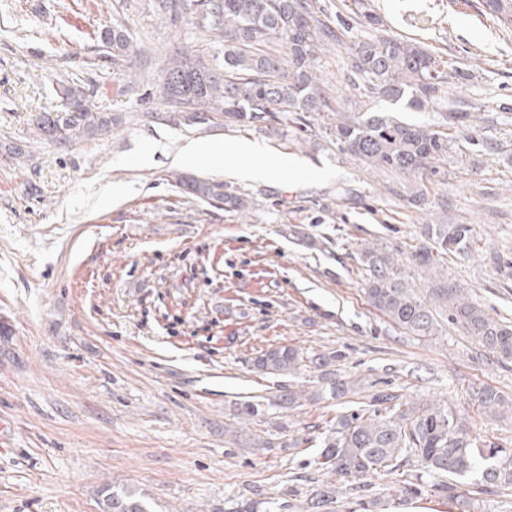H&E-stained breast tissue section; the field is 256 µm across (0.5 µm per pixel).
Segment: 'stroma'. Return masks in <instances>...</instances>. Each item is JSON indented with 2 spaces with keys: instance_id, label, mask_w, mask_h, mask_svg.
Wrapping results in <instances>:
<instances>
[{
  "instance_id": "stroma-1",
  "label": "stroma",
  "mask_w": 512,
  "mask_h": 512,
  "mask_svg": "<svg viewBox=\"0 0 512 512\" xmlns=\"http://www.w3.org/2000/svg\"><path fill=\"white\" fill-rule=\"evenodd\" d=\"M385 34L447 60L445 113L392 108L347 76L346 49L318 73L339 103L307 131L169 121L163 69L181 54L212 62L221 44L196 19L169 20L155 0H0V512H105L110 493H136L150 512H303L324 477L315 458L327 422L377 391L440 401L476 442L512 448V418L472 398L512 400V365L484 356L433 294L436 277L512 322V25L483 0H368ZM139 55L127 69L100 46L112 25ZM82 89L109 131L62 143L39 130ZM396 111L448 134V159L424 181L343 154L337 116ZM248 141L283 160L281 179L227 177L221 160L177 163L187 142ZM224 181L255 205L241 217L183 194L177 174ZM427 224H468V254L438 275L413 262ZM316 238L318 247L306 244ZM398 259L428 300L438 332L394 327L364 292L361 249ZM290 345L292 375L253 367ZM363 389L238 421L233 408L280 387L320 386L313 355ZM450 512L423 492L406 499L391 476L341 483L337 512ZM474 396L478 406L489 413L508 414L511 411L512 403L510 402L511 406H509L506 400L492 388L478 389Z\"/></svg>"
}]
</instances>
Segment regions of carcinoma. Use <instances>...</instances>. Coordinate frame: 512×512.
Masks as SVG:
<instances>
[{"mask_svg": "<svg viewBox=\"0 0 512 512\" xmlns=\"http://www.w3.org/2000/svg\"><path fill=\"white\" fill-rule=\"evenodd\" d=\"M157 7L170 20L190 15L217 32L222 55L208 65L185 56L169 59L164 90L172 121L207 123L213 116L239 126H253L280 134L289 121L307 127L308 115L337 111L336 100L324 88L316 63L325 48L342 44L343 32L323 19L314 0H158ZM112 63L131 66L138 55L125 28L112 26L102 37ZM346 66L363 82L373 98H383L422 112L442 106L448 99L451 74L448 62L416 42L400 37L372 35L350 41ZM63 95L69 112L45 114L40 129L67 142L73 135H93L109 129L112 115L97 112L71 87ZM336 144L344 154L363 160L374 169H387L408 177L435 175L448 157V136L431 126L412 125L390 112L370 111L336 118ZM184 193L224 210L243 215L254 206L253 197L224 189V183L179 175ZM473 229L468 224H428L431 242L415 254L427 272L437 271L438 260L462 254ZM366 271V294L374 308L395 326L417 336L435 335L428 305L415 293V285L399 269L398 259L381 247L361 250ZM448 307V321L461 326L501 365L512 363V325L492 318L474 299L447 285L434 288ZM342 354L333 351L313 359L324 370L321 390L286 388L272 404L290 408L317 401L328 394L343 398L360 381L336 371ZM300 363L297 349L278 346L260 352L255 369L275 376L292 372ZM483 410L507 414L506 400L491 388L474 393ZM376 403H389L385 412L342 413L320 441L319 469L341 481L368 478L381 472L395 474L405 497L422 494V488L447 499L458 512H475L473 498L461 490V480L475 475L479 493L492 495L512 488V449L482 448L471 438L466 418L448 406L402 402L400 396L377 394ZM338 487L327 482L305 499V512H331ZM112 512H148L147 506L128 492L108 498Z\"/></svg>", "mask_w": 512, "mask_h": 512, "instance_id": "carcinoma-1", "label": "carcinoma"}]
</instances>
